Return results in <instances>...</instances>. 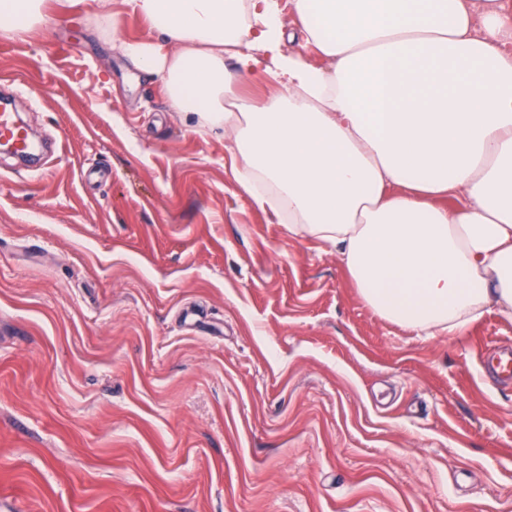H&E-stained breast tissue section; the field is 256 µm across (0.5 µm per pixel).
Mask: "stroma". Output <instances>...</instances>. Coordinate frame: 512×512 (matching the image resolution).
I'll use <instances>...</instances> for the list:
<instances>
[{"instance_id":"obj_1","label":"stroma","mask_w":512,"mask_h":512,"mask_svg":"<svg viewBox=\"0 0 512 512\" xmlns=\"http://www.w3.org/2000/svg\"><path fill=\"white\" fill-rule=\"evenodd\" d=\"M45 10L0 34L55 144L0 152V512H512V320L381 319L120 51L148 21Z\"/></svg>"}]
</instances>
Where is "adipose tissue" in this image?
<instances>
[{"mask_svg":"<svg viewBox=\"0 0 512 512\" xmlns=\"http://www.w3.org/2000/svg\"><path fill=\"white\" fill-rule=\"evenodd\" d=\"M124 2L166 41L126 43V56L172 111L223 132L254 205L335 246L380 318L418 336L512 318L505 0H293L319 66L283 52L279 0ZM44 3L0 0V31L44 25ZM270 78L286 92L265 104L235 92Z\"/></svg>","mask_w":512,"mask_h":512,"instance_id":"adipose-tissue-1","label":"adipose tissue"}]
</instances>
